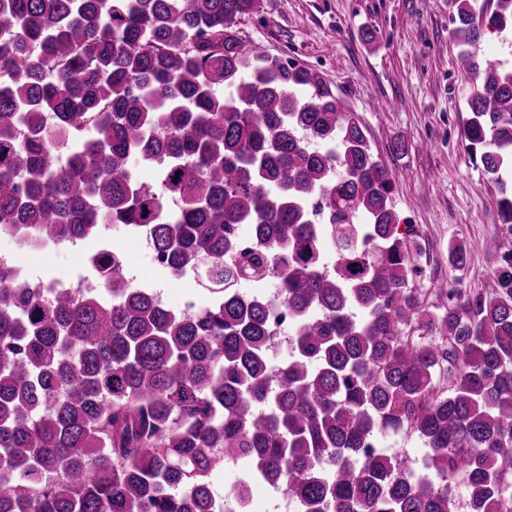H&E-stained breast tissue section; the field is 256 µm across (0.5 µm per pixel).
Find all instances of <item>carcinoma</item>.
I'll use <instances>...</instances> for the list:
<instances>
[{
	"label": "carcinoma",
	"mask_w": 512,
	"mask_h": 512,
	"mask_svg": "<svg viewBox=\"0 0 512 512\" xmlns=\"http://www.w3.org/2000/svg\"><path fill=\"white\" fill-rule=\"evenodd\" d=\"M262 2L0 0V233L149 226L161 269L208 295L168 308L105 247L95 282L49 301L0 267V512H235L252 479L299 512H458L457 482L468 512H512V247L486 243L475 298L423 307L358 121L318 73L242 47ZM454 4L477 81L464 140L512 225V68L477 53L484 27L512 31V0ZM161 156L153 190L132 167ZM403 431L426 448L416 469L377 446ZM228 460L248 478L221 496Z\"/></svg>",
	"instance_id": "1"
}]
</instances>
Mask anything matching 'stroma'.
<instances>
[{"mask_svg":"<svg viewBox=\"0 0 512 512\" xmlns=\"http://www.w3.org/2000/svg\"><path fill=\"white\" fill-rule=\"evenodd\" d=\"M454 12L452 0H264L263 12L239 25L241 37L271 55L318 71L395 174L396 211L423 250L412 284L429 308L443 288L483 291L497 263L486 242L512 238L499 219L498 187L466 149L475 80L450 36ZM101 236L125 250L134 283L156 289L168 307L187 298L204 303L193 279L164 275L122 226L109 225ZM458 244L467 251L460 270L448 261L449 246ZM95 249L91 241L74 251L61 245L26 265L37 281L62 274L88 279Z\"/></svg>","mask_w":512,"mask_h":512,"instance_id":"35a3bbf8","label":"stroma"}]
</instances>
